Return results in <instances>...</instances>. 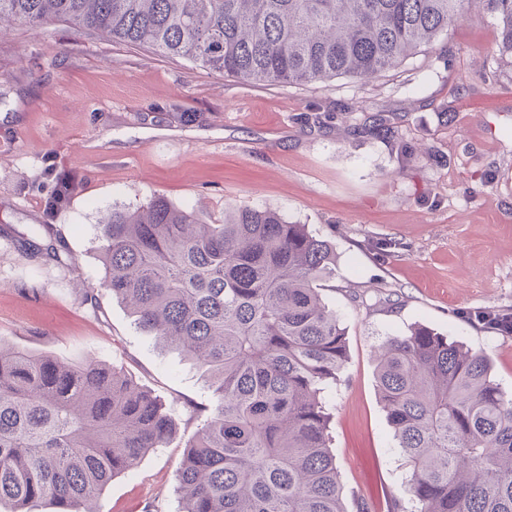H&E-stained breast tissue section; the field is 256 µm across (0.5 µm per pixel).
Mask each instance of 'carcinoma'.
Wrapping results in <instances>:
<instances>
[{"label":"carcinoma","instance_id":"cac0c4a2","mask_svg":"<svg viewBox=\"0 0 512 512\" xmlns=\"http://www.w3.org/2000/svg\"><path fill=\"white\" fill-rule=\"evenodd\" d=\"M491 16L512 54V0H0V22L36 33L148 45L251 82L367 79L448 25ZM73 192L57 184L49 209ZM103 274L85 291L184 352L214 388L194 406L176 475L180 512H348L325 385L347 358L325 298L336 255L306 224L259 207L203 224L163 195L99 224ZM45 254L72 268L56 245ZM482 353L411 327L375 352L380 404L408 469L415 512H512V395ZM177 430L122 368L63 362L0 339V506L93 512L85 503Z\"/></svg>","mask_w":512,"mask_h":512}]
</instances>
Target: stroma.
Returning <instances> with one entry per match:
<instances>
[{"label":"stroma","mask_w":512,"mask_h":512,"mask_svg":"<svg viewBox=\"0 0 512 512\" xmlns=\"http://www.w3.org/2000/svg\"><path fill=\"white\" fill-rule=\"evenodd\" d=\"M0 338L63 360L125 367L178 424L211 388L183 354L156 347L110 295L101 214L161 194L219 224L229 205L279 210L329 240L327 298L348 358L326 399L347 497L371 512L400 498L409 473L379 403L374 348L428 326L484 353L512 393V338L469 320L512 309V55L490 18L449 26L370 82L252 83L138 45L0 30ZM180 112L196 121L177 120ZM320 122H313V115ZM385 118L391 132L374 129ZM69 203L50 213L59 180ZM61 244L79 265L50 260ZM398 295L378 302L376 287ZM184 435L113 478L94 512H178Z\"/></svg>","instance_id":"1"}]
</instances>
